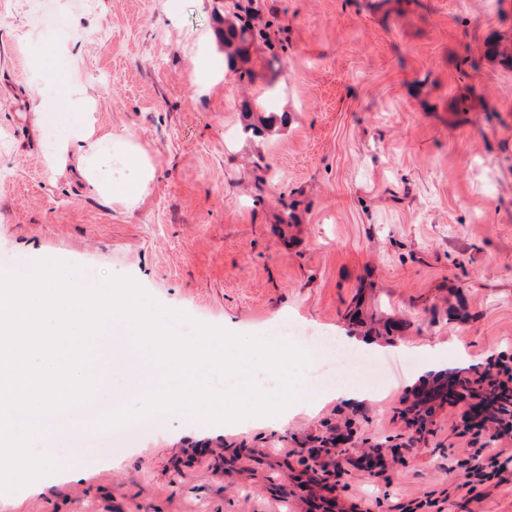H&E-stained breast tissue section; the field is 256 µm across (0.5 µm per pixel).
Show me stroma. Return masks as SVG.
<instances>
[{
	"label": "stroma",
	"instance_id": "obj_1",
	"mask_svg": "<svg viewBox=\"0 0 512 512\" xmlns=\"http://www.w3.org/2000/svg\"><path fill=\"white\" fill-rule=\"evenodd\" d=\"M226 0H0V259L129 276L160 305L233 333L294 321L369 342L361 364L300 394L353 387L278 427L217 432L176 414L38 452L61 473L0 494V512H512V462L481 500L456 492L485 436L439 408L404 412L433 374L477 377L512 354V0H258L242 84L220 47ZM80 57L71 68L70 53ZM211 80L197 86L193 63ZM96 103L99 135L154 160L124 206L45 161V67ZM276 84L275 134H246L244 102ZM264 184H257V177ZM346 442L312 460L316 437ZM416 399L412 402V405L408 408L409 413H413V418L407 419V423L413 427H416L415 432L420 435L426 430V417H430L433 413V406H428V402L431 401L429 396L424 398L420 395H415ZM424 412V414H422Z\"/></svg>",
	"mask_w": 512,
	"mask_h": 512
}]
</instances>
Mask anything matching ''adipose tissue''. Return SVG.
<instances>
[{"mask_svg": "<svg viewBox=\"0 0 512 512\" xmlns=\"http://www.w3.org/2000/svg\"><path fill=\"white\" fill-rule=\"evenodd\" d=\"M40 106L49 123L60 128L53 139L54 162L75 168L92 191L122 204L134 203L147 191L155 173L147 151L127 136L98 135L77 88L62 90L60 100ZM115 165L128 170V177L112 179Z\"/></svg>", "mask_w": 512, "mask_h": 512, "instance_id": "adipose-tissue-1", "label": "adipose tissue"}]
</instances>
